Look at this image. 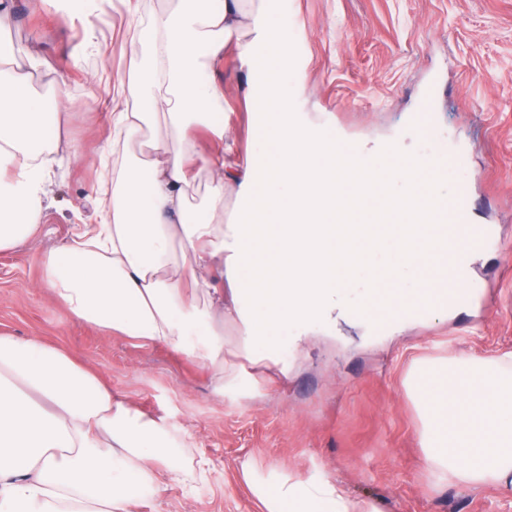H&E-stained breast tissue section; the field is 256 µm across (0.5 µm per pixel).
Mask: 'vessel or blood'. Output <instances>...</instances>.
<instances>
[{
    "mask_svg": "<svg viewBox=\"0 0 512 512\" xmlns=\"http://www.w3.org/2000/svg\"><path fill=\"white\" fill-rule=\"evenodd\" d=\"M470 207V198L464 194L453 208L447 209L434 202L428 209L415 213L419 223L425 224L428 239L443 240L448 244V284L439 289L434 299L439 303L448 302L453 307L469 298L468 291L460 288L458 277L469 250L485 245L491 234L485 225L470 223Z\"/></svg>",
    "mask_w": 512,
    "mask_h": 512,
    "instance_id": "obj_1",
    "label": "vessel or blood"
}]
</instances>
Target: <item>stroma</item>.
Instances as JSON below:
<instances>
[{"instance_id": "1", "label": "stroma", "mask_w": 512, "mask_h": 512, "mask_svg": "<svg viewBox=\"0 0 512 512\" xmlns=\"http://www.w3.org/2000/svg\"><path fill=\"white\" fill-rule=\"evenodd\" d=\"M175 0H89L94 45L50 0H11L10 39L40 57L33 81L68 83L59 149L33 236L0 250V335L36 338L94 372L114 395L163 426L185 469L204 479L167 483L137 512H257L241 465L288 477L324 475L381 512H512V497L442 481L421 446L422 404L412 384L424 366L492 364L512 353V0H269L288 40L283 78L304 125L337 140L447 164L434 188L453 200L467 186L475 223L493 240L470 251L475 299L381 333L371 320L337 321L286 343L287 377L251 365L252 384L217 393L209 370L163 346L108 335L70 319L41 288V259L98 221L100 155L112 134V78L122 48ZM243 27L239 43L252 41ZM230 44L208 74L224 105V160L252 149L251 71ZM83 47L81 64L71 53Z\"/></svg>"}]
</instances>
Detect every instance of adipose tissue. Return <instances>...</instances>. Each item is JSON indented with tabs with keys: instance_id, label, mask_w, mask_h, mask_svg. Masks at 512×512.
<instances>
[{
	"instance_id": "adipose-tissue-1",
	"label": "adipose tissue",
	"mask_w": 512,
	"mask_h": 512,
	"mask_svg": "<svg viewBox=\"0 0 512 512\" xmlns=\"http://www.w3.org/2000/svg\"><path fill=\"white\" fill-rule=\"evenodd\" d=\"M244 0H177L133 34L130 55L145 67L115 83L113 112L123 161L112 206L65 246L47 253L41 285L75 320L162 345L210 368L216 391L244 377L224 366V326L234 325L247 361L284 366L285 340L314 325L364 317L375 284L386 302L410 313L448 278V245L410 239L404 211L425 205L433 179L395 148L369 152L301 125L282 83L287 33L267 13L247 16ZM255 43L240 55L257 77L251 90L256 147L227 173L223 150L198 151L191 131L224 139L221 103L202 75L221 60L245 20ZM11 10L0 4V250L25 243L41 224L46 186L64 160L58 113L64 79L38 96L28 71L40 60L8 37ZM164 116L147 157L128 149ZM211 176L200 205L189 204V168ZM238 188L232 222L225 189ZM216 271L226 289L210 287ZM424 405L421 443L442 479L512 494V363L426 369L415 380ZM243 481L260 512H379L325 477L258 476ZM157 421L114 396L62 350L0 336V512H131L166 482L184 478Z\"/></svg>"
}]
</instances>
